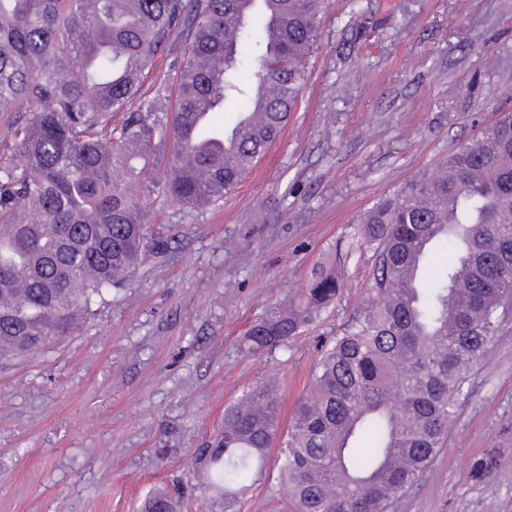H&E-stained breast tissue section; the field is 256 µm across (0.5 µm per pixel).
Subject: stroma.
<instances>
[{
	"label": "stroma",
	"instance_id": "35a3bbf8",
	"mask_svg": "<svg viewBox=\"0 0 512 512\" xmlns=\"http://www.w3.org/2000/svg\"><path fill=\"white\" fill-rule=\"evenodd\" d=\"M326 0L287 128L232 198L152 212L171 238L73 335L0 366V512H138L185 479L248 387L279 384L289 426L318 349L374 296L363 214L436 170L512 108V0ZM341 283L287 352H242L252 323L302 306L317 268ZM491 479L472 472L488 457ZM268 462L241 512H282ZM392 512H512V330L474 368L447 443Z\"/></svg>",
	"mask_w": 512,
	"mask_h": 512
}]
</instances>
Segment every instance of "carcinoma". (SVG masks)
<instances>
[{
    "instance_id": "cac0c4a2",
    "label": "carcinoma",
    "mask_w": 512,
    "mask_h": 512,
    "mask_svg": "<svg viewBox=\"0 0 512 512\" xmlns=\"http://www.w3.org/2000/svg\"><path fill=\"white\" fill-rule=\"evenodd\" d=\"M324 0H0V364L80 329L144 259L162 254L138 198L183 210L224 202L295 111ZM185 37L173 70L141 77ZM265 95L260 126L244 129ZM232 104L231 128L217 122ZM206 121L197 122L202 107ZM127 118L112 124V113ZM241 131L218 160L197 146ZM438 176L361 219L377 252L373 301L333 337L290 426L270 383L224 407L190 465L209 512H241L276 451L294 512H388L444 447L489 344L512 310V111L448 153ZM321 270L308 309L331 304ZM298 313L256 322L249 354L288 350ZM161 488L142 512H181Z\"/></svg>"
}]
</instances>
